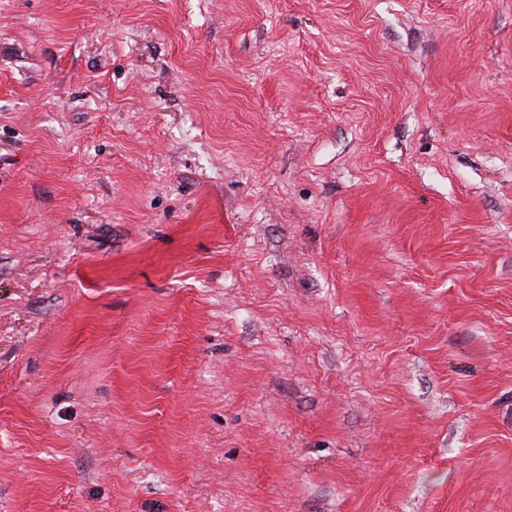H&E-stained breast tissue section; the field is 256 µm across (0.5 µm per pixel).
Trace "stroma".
Returning <instances> with one entry per match:
<instances>
[{"instance_id":"35a3bbf8","label":"stroma","mask_w":512,"mask_h":512,"mask_svg":"<svg viewBox=\"0 0 512 512\" xmlns=\"http://www.w3.org/2000/svg\"><path fill=\"white\" fill-rule=\"evenodd\" d=\"M0 512H512V0H0Z\"/></svg>"}]
</instances>
